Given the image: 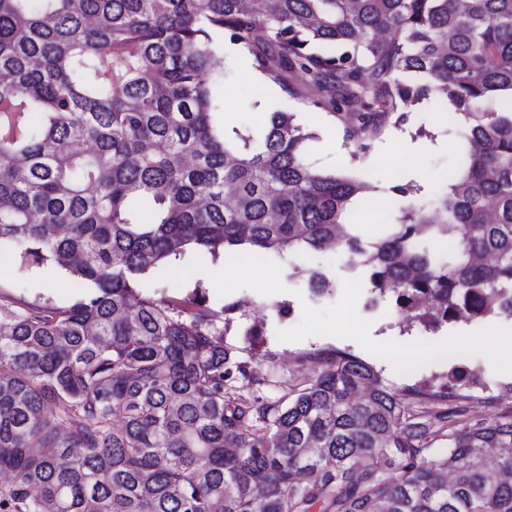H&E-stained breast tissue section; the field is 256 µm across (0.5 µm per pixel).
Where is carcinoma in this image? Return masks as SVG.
Segmentation results:
<instances>
[{"instance_id":"carcinoma-1","label":"carcinoma","mask_w":512,"mask_h":512,"mask_svg":"<svg viewBox=\"0 0 512 512\" xmlns=\"http://www.w3.org/2000/svg\"><path fill=\"white\" fill-rule=\"evenodd\" d=\"M227 45L290 96L302 74L309 117L273 103L261 131L217 119ZM498 95L512 100V0H0V244L78 288L65 306L0 301V512H512V415L445 433L345 352L260 404L226 388L253 378L203 294L136 291L190 247L336 245L434 329L511 318ZM425 100L464 121L460 165L425 206L392 186L407 205L366 244L350 205L377 186L310 160L316 122L355 130L353 164ZM450 228L448 255L424 247Z\"/></svg>"}]
</instances>
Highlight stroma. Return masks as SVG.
<instances>
[{"mask_svg": "<svg viewBox=\"0 0 512 512\" xmlns=\"http://www.w3.org/2000/svg\"><path fill=\"white\" fill-rule=\"evenodd\" d=\"M226 63L232 71L218 91L227 116L234 123L261 128L270 102L287 103L300 112L302 99L287 98L270 80L255 81L251 67L226 48ZM413 127L426 134L413 138L419 165L433 181L422 189L417 201L430 202L448 186L457 168L462 141L458 126L440 120L431 103L417 106ZM319 138L312 145L314 159L326 168L346 165L353 150L342 129L330 117H322ZM224 272L223 283L210 279L213 269ZM319 269L333 282L331 294L316 296L307 286V272ZM205 290L211 307L224 309V347L244 362L256 383L245 390L249 399L284 402L293 386L314 379L320 358L344 351L374 366L383 384L400 395L406 411H457L463 421L454 429L492 417L512 414V358L492 355L495 337L512 336V321L490 318L482 322H451L438 332L406 322L394 297L378 298L370 292L368 272L359 260L342 248L282 258L268 255L250 270L228 262L211 260L197 251H187L169 267L151 269L139 286L141 294L160 299ZM23 296L30 301L67 305L76 297L67 272L54 267L18 270L16 264L0 265V297ZM289 305L280 316L281 305ZM476 370L494 392L493 399L474 405L459 396L433 399V392L446 383L452 368ZM428 392L419 400L418 391Z\"/></svg>", "mask_w": 512, "mask_h": 512, "instance_id": "obj_1", "label": "stroma"}]
</instances>
